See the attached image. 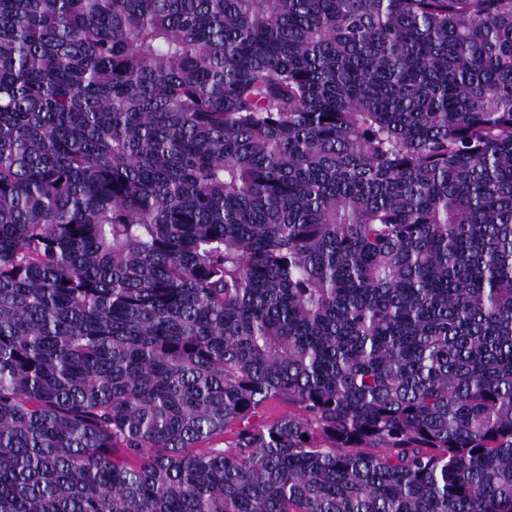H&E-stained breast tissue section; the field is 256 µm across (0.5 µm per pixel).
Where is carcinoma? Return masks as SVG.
<instances>
[{"label":"carcinoma","instance_id":"1","mask_svg":"<svg viewBox=\"0 0 512 512\" xmlns=\"http://www.w3.org/2000/svg\"><path fill=\"white\" fill-rule=\"evenodd\" d=\"M0 512H512V0H0Z\"/></svg>","mask_w":512,"mask_h":512}]
</instances>
